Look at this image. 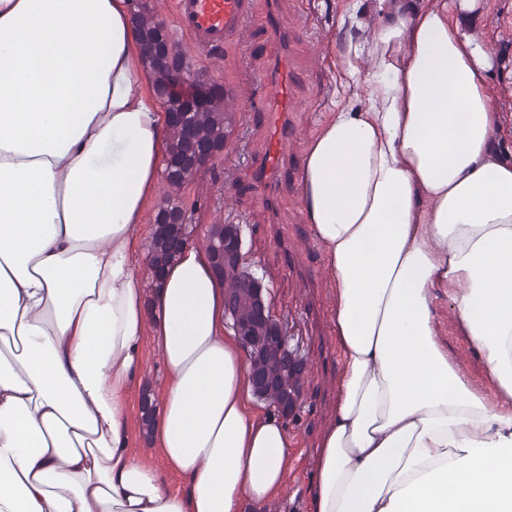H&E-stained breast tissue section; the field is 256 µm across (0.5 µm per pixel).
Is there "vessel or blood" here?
<instances>
[{
    "label": "vessel or blood",
    "mask_w": 512,
    "mask_h": 512,
    "mask_svg": "<svg viewBox=\"0 0 512 512\" xmlns=\"http://www.w3.org/2000/svg\"><path fill=\"white\" fill-rule=\"evenodd\" d=\"M176 19L195 47L204 53L223 48L244 37L251 12V0H174ZM293 78L289 54H282L264 77L265 95L261 107L270 122L268 149L258 171L259 186L270 205H278L282 185L279 159L291 145L296 127L291 120L300 102L288 86Z\"/></svg>",
    "instance_id": "b4317fda"
}]
</instances>
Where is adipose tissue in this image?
I'll list each match as a JSON object with an SVG mask.
<instances>
[{"label":"adipose tissue","instance_id":"1","mask_svg":"<svg viewBox=\"0 0 512 512\" xmlns=\"http://www.w3.org/2000/svg\"><path fill=\"white\" fill-rule=\"evenodd\" d=\"M380 7L301 175L342 361L308 512H512V409L437 339L442 293L512 397V164L461 29L477 0ZM166 130L131 0H0V512H267L286 482L295 435L253 394L207 251L143 296ZM147 342L159 469L130 445Z\"/></svg>","mask_w":512,"mask_h":512}]
</instances>
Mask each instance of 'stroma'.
<instances>
[{
    "mask_svg": "<svg viewBox=\"0 0 512 512\" xmlns=\"http://www.w3.org/2000/svg\"><path fill=\"white\" fill-rule=\"evenodd\" d=\"M253 16L243 43L223 51L199 54L178 27L173 0H155L160 20L170 37L186 50L191 68L225 85L248 88L261 99V78L282 49H289L297 77L292 92L303 105L296 113L295 142L286 150L282 171L286 178L278 206H268L256 187L255 163L266 134L263 114L240 112L229 135V150L211 169L179 192L195 242H202L211 225L243 227L248 265L270 290L275 316L288 327L304 356L307 372L301 405L290 427L297 439L288 480L279 492L274 512H306V496L325 432L336 406L340 355L331 311L336 289L329 279L320 244L313 237L300 199L303 158L332 102L347 93L341 70L343 45L348 38H368L382 18L379 0H360L358 23L341 18L350 0H275L280 14L293 22L288 45L266 33L263 17L268 0H254ZM481 9L471 23L492 56L488 83L494 93L502 126L494 148L512 160V0H480ZM437 339L449 358L459 361L470 387L488 398L496 392L482 357L461 329L458 312L447 296L436 303ZM164 380L160 357L144 346V368L130 394L131 447L143 461L155 465L159 457L141 424L144 392H157Z\"/></svg>",
    "mask_w": 512,
    "mask_h": 512,
    "instance_id": "obj_1",
    "label": "stroma"
}]
</instances>
